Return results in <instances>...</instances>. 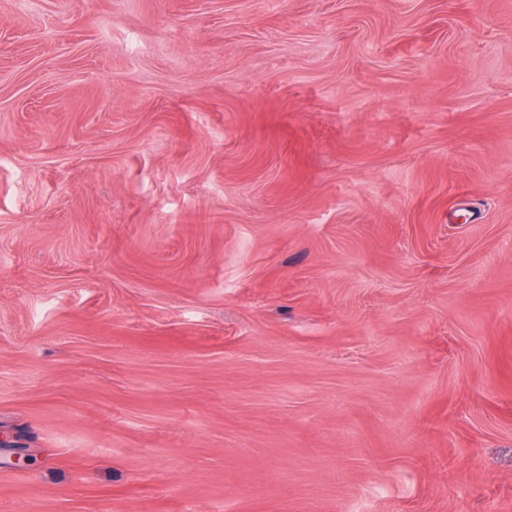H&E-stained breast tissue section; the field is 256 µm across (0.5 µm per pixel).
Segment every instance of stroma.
I'll return each mask as SVG.
<instances>
[{
    "label": "stroma",
    "instance_id": "stroma-1",
    "mask_svg": "<svg viewBox=\"0 0 512 512\" xmlns=\"http://www.w3.org/2000/svg\"><path fill=\"white\" fill-rule=\"evenodd\" d=\"M0 512H512V0H0Z\"/></svg>",
    "mask_w": 512,
    "mask_h": 512
}]
</instances>
